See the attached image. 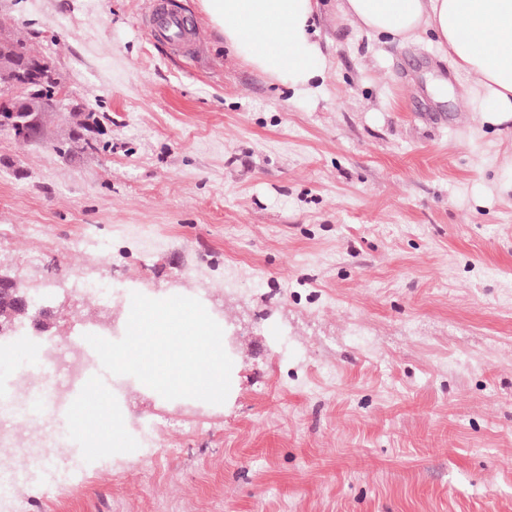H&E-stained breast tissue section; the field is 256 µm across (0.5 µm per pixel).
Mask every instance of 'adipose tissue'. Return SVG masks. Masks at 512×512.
Here are the masks:
<instances>
[{"mask_svg":"<svg viewBox=\"0 0 512 512\" xmlns=\"http://www.w3.org/2000/svg\"><path fill=\"white\" fill-rule=\"evenodd\" d=\"M205 21L252 69L296 94L324 79L319 0H198ZM354 29L389 43L431 41L466 75L479 127L512 129V0H337Z\"/></svg>","mask_w":512,"mask_h":512,"instance_id":"obj_1","label":"adipose tissue"}]
</instances>
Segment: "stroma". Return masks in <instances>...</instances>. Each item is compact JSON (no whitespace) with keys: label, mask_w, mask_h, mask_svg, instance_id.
<instances>
[{"label":"stroma","mask_w":512,"mask_h":512,"mask_svg":"<svg viewBox=\"0 0 512 512\" xmlns=\"http://www.w3.org/2000/svg\"><path fill=\"white\" fill-rule=\"evenodd\" d=\"M320 2L330 64L297 97L197 0H167L188 50L152 0H0L82 105L0 128V269L46 313L0 348L120 340L135 292L203 290L235 334L225 403L113 376L133 452L62 442L0 512H512V140L474 133L435 47Z\"/></svg>","instance_id":"1"}]
</instances>
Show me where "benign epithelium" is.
<instances>
[{
  "label": "benign epithelium",
  "instance_id": "7a95c632",
  "mask_svg": "<svg viewBox=\"0 0 512 512\" xmlns=\"http://www.w3.org/2000/svg\"><path fill=\"white\" fill-rule=\"evenodd\" d=\"M31 63L23 71H16L0 65V128L10 130L15 137L24 141L41 138L42 129L38 113L57 111L64 104L62 95L50 98L42 97L25 101V108L17 112L9 107L14 98L38 87L46 81L60 83L58 75L51 64L41 56L29 54ZM0 334L14 328L16 322L31 316V299L20 288L17 281L6 273L0 272Z\"/></svg>",
  "mask_w": 512,
  "mask_h": 512
}]
</instances>
